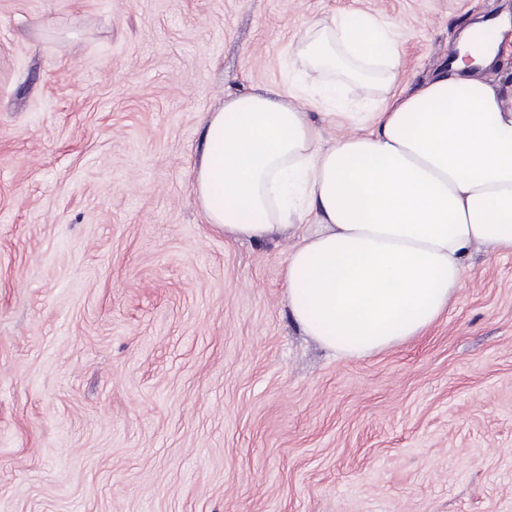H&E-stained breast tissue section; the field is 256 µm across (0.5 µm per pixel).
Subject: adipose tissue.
<instances>
[{"mask_svg":"<svg viewBox=\"0 0 512 512\" xmlns=\"http://www.w3.org/2000/svg\"><path fill=\"white\" fill-rule=\"evenodd\" d=\"M463 37L449 70L383 100L322 147L294 93L251 91L206 118L192 191L225 236L310 225L283 270L290 319L333 355L366 358L448 307L474 250L512 254V82L482 78L504 51ZM310 64L392 87L397 40L369 14L317 23Z\"/></svg>","mask_w":512,"mask_h":512,"instance_id":"1","label":"adipose tissue"}]
</instances>
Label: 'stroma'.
<instances>
[{"instance_id": "obj_1", "label": "stroma", "mask_w": 512, "mask_h": 512, "mask_svg": "<svg viewBox=\"0 0 512 512\" xmlns=\"http://www.w3.org/2000/svg\"><path fill=\"white\" fill-rule=\"evenodd\" d=\"M512 0H0V512H512V255L365 359L290 321L296 236L191 189L226 97L297 92L322 145L384 92L301 62L314 23L398 36L396 90Z\"/></svg>"}]
</instances>
